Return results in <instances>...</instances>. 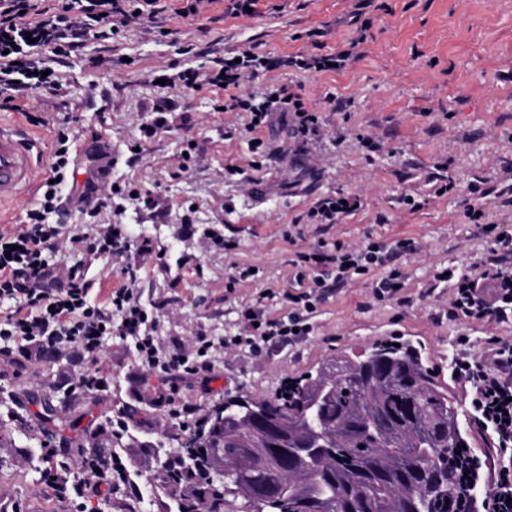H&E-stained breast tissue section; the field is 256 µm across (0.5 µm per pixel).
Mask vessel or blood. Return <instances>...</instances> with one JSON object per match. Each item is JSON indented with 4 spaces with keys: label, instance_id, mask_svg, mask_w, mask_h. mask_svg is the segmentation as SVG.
<instances>
[{
    "label": "vessel or blood",
    "instance_id": "1",
    "mask_svg": "<svg viewBox=\"0 0 512 512\" xmlns=\"http://www.w3.org/2000/svg\"><path fill=\"white\" fill-rule=\"evenodd\" d=\"M35 187L33 144L17 129L0 124V205L19 199Z\"/></svg>",
    "mask_w": 512,
    "mask_h": 512
}]
</instances>
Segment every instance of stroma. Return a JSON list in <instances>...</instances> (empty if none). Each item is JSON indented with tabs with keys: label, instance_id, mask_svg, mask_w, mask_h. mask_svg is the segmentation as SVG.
I'll return each instance as SVG.
<instances>
[{
	"label": "stroma",
	"instance_id": "35a3bbf8",
	"mask_svg": "<svg viewBox=\"0 0 512 512\" xmlns=\"http://www.w3.org/2000/svg\"><path fill=\"white\" fill-rule=\"evenodd\" d=\"M252 48L268 57L322 56L351 50L345 68L308 73L276 69L246 83L259 93L287 87L300 94L324 124L325 137L294 164L292 140L276 127L258 133L273 153L266 168L247 183L227 166L248 167L252 155L240 131L246 117L219 112L212 89L162 90L154 75L192 66L208 68L229 51ZM60 70L57 93L29 92L18 109H0V121L26 125L42 160L37 178L52 164L59 128L82 147L91 132L112 149L113 181L135 184L141 199L121 200L102 210L100 224H125L133 241L150 240L154 253L141 260V300L163 303L158 336L165 344L190 343L196 331L213 336L235 332L237 309L266 288L288 284V259L314 241L289 242L292 222L315 199L343 193L358 197L330 237L356 246L366 239L385 244L415 241L413 254L399 257L411 302H375L371 282L339 287L320 305L314 331L294 348L268 356L224 352L210 387L182 383L179 400L201 411L232 398L272 399L288 382L314 372L328 357L363 353L378 340L421 345L426 366L448 376V356L457 336L468 335L481 355L487 337L512 339V321L465 324L438 318L448 288L425 296L433 275L448 267L478 271L487 263L491 240L483 224L512 228V0H259L254 16L226 15L216 4L201 17L169 15L161 26L140 20L125 27L111 51L88 39ZM169 98L176 109L168 131L143 138L154 103ZM43 125H27L25 115ZM374 148L362 146V138ZM194 142L189 172L177 169L180 153ZM447 162L448 192L437 195L434 166ZM482 193L474 195L472 184ZM484 212L482 223L468 217ZM191 215L194 234L184 229ZM235 239L231 254L209 247L205 229ZM255 267L254 277L234 293L225 283L234 266ZM74 352L31 354L26 365L0 354V507L5 512H73L51 485L44 445L70 446L83 432L96 434L125 463L139 495L109 497L91 492L87 512H177L178 499L160 480L163 464L180 452L184 435L157 403L159 381L133 355L130 341L103 340L97 357L74 363ZM99 372L103 390L65 400L70 380ZM58 420H40L43 404ZM129 414L118 437L105 433L113 413Z\"/></svg>",
	"mask_w": 512,
	"mask_h": 512
}]
</instances>
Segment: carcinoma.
I'll return each mask as SVG.
<instances>
[{
    "instance_id": "cac0c4a2",
    "label": "carcinoma",
    "mask_w": 512,
    "mask_h": 512,
    "mask_svg": "<svg viewBox=\"0 0 512 512\" xmlns=\"http://www.w3.org/2000/svg\"><path fill=\"white\" fill-rule=\"evenodd\" d=\"M224 448L206 437L220 468L222 495L246 512H451L460 506L470 447L451 390L416 350L380 342L360 355L328 360L294 383L288 396L224 405ZM332 453L303 457L284 473L269 455L278 440ZM73 452L88 467L112 455L96 444ZM69 454L47 457L56 481H74Z\"/></svg>"
}]
</instances>
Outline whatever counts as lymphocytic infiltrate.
Returning a JSON list of instances; mask_svg holds the SVG:
<instances>
[{
    "label": "lymphocytic infiltrate",
    "mask_w": 512,
    "mask_h": 512,
    "mask_svg": "<svg viewBox=\"0 0 512 512\" xmlns=\"http://www.w3.org/2000/svg\"><path fill=\"white\" fill-rule=\"evenodd\" d=\"M166 7L161 0H0V108L24 97L32 90H60L57 72L42 76L35 55L39 48H50L60 59H68L89 37L109 40L136 16L158 17ZM273 61L252 50L240 51L238 58L215 60L206 71L188 68L165 80L166 87L198 91L206 87L224 91L226 110L247 115V131L253 132L250 149L255 156L252 170H261L270 153L255 133L268 125L273 113L288 117L294 134L316 136L321 132L320 116L305 99L286 87L268 91L263 97L243 92L245 81L260 70L273 68ZM73 143L65 132H58L48 181L41 184V196L27 210L22 224L0 230V303L14 302L15 308L0 319V354L27 353L31 349L56 352L70 348L78 359L97 354L104 337L132 340L141 365L158 377L164 388L160 404L186 434L206 432L214 418L223 416L222 406L212 414L200 413L196 406L175 400L180 382L208 378L214 372L218 355L226 350H245L251 355L269 353L278 346H293L312 335V318L327 294L337 286L375 274L372 295L375 301L397 300L403 286V273L393 266L398 255L415 250L413 242L402 239L393 245L373 242L351 248L328 237V230L339 215L349 212L350 197L337 194L317 199L303 218L294 220L291 238H304L305 227H314L318 236L309 249L294 252L288 291L264 289L238 312L236 333L216 338L196 332L190 345L163 344L157 334L156 314L140 300V267L130 263L131 248L151 251L149 243L133 245L123 224H90L74 233L65 225L47 223L48 214L63 211L59 186L73 161ZM494 236L493 257L480 276L446 273L434 277L435 284L451 282L448 304L442 317L451 321L482 323L512 320V272L502 264L512 258V230L490 227ZM66 249L86 256L110 257L123 280L113 289L105 304L89 300L93 282L83 263L49 262V253ZM388 272L377 275L376 270ZM281 298L285 313L274 314L268 302ZM471 340L460 336L450 363V375L468 394V412L479 433L493 438L497 459L491 469L473 461L465 483L466 512H512V341L489 337L481 356L470 352Z\"/></svg>",
    "instance_id": "1"
}]
</instances>
